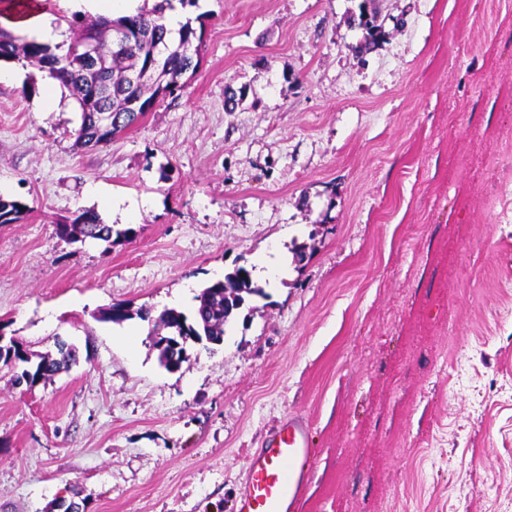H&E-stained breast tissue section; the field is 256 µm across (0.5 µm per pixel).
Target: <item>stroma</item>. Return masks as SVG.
<instances>
[{
    "label": "stroma",
    "mask_w": 512,
    "mask_h": 512,
    "mask_svg": "<svg viewBox=\"0 0 512 512\" xmlns=\"http://www.w3.org/2000/svg\"><path fill=\"white\" fill-rule=\"evenodd\" d=\"M360 2L196 0L197 70L96 147L67 88L0 61V197L27 207L0 224V341L75 351L33 384L0 365V512H235L295 414L296 512L512 503V0H377L362 56ZM87 210L129 237L57 236ZM241 265L257 294L176 372L150 322L101 318L192 313ZM359 23L358 27L362 28V40L354 47L357 53H367L373 50L380 40H386L389 33L385 28L384 19L375 7L369 10L364 9L363 5H359Z\"/></svg>",
    "instance_id": "35a3bbf8"
}]
</instances>
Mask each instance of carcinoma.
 Segmentation results:
<instances>
[{"mask_svg": "<svg viewBox=\"0 0 512 512\" xmlns=\"http://www.w3.org/2000/svg\"><path fill=\"white\" fill-rule=\"evenodd\" d=\"M172 0H156L150 10H141L134 15H125L116 20L99 17L91 20L75 19L81 34L95 41L102 53L99 67L94 68L71 51V43L55 46L36 40H20L10 31L0 27V60H12L37 66L66 87L81 109V123L75 131V144L81 147L107 144L100 134L99 116L110 112L118 123L112 125L116 135L135 125L150 111L157 100L178 88V80L188 70L196 69L194 56L188 52L202 35L197 33L191 21H186L177 30L176 40L170 39V30L165 24V13L172 8ZM358 27L362 28V40L354 47L357 53L373 50L378 42L388 37L384 20L376 8L359 7ZM122 29L127 41L123 46L113 44L112 30ZM137 71L144 75L143 81L131 85L127 76ZM26 213V206L15 200L0 198V224H14ZM57 235L71 242L87 238L112 242V236L128 237L130 230L113 232L112 225L102 222L98 214L85 211L70 224H59ZM258 293L252 286L251 276L237 267L224 275V279L206 284L197 296L199 304L193 314L171 308L155 319L149 312H139L140 318L151 320V335L158 337L155 345L162 343L160 337L179 328L184 335L198 341L218 344L224 341L229 317L224 315V302L233 303ZM103 318L120 324L132 318V310L123 302H114L103 314ZM58 356H38L31 361L29 353L18 344L0 345V364L15 367L27 365L22 375L35 383L68 366L71 349L63 342L57 344Z\"/></svg>", "mask_w": 512, "mask_h": 512, "instance_id": "carcinoma-1", "label": "carcinoma"}]
</instances>
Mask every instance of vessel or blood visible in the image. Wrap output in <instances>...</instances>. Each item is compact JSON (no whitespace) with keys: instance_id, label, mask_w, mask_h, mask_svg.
Here are the masks:
<instances>
[{"instance_id":"1","label":"vessel or blood","mask_w":512,"mask_h":512,"mask_svg":"<svg viewBox=\"0 0 512 512\" xmlns=\"http://www.w3.org/2000/svg\"><path fill=\"white\" fill-rule=\"evenodd\" d=\"M313 455L303 418L291 417L279 424L250 457L238 512H295L307 487Z\"/></svg>"}]
</instances>
